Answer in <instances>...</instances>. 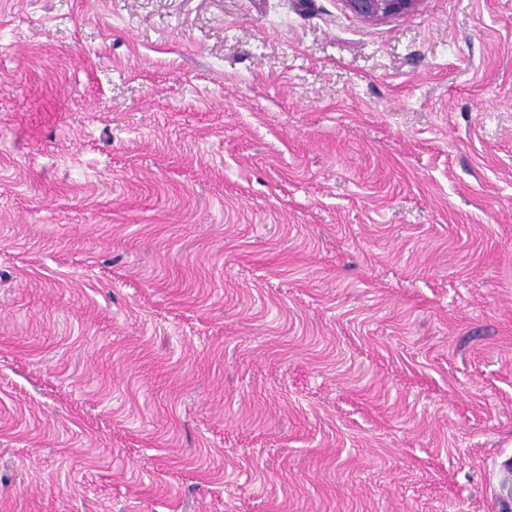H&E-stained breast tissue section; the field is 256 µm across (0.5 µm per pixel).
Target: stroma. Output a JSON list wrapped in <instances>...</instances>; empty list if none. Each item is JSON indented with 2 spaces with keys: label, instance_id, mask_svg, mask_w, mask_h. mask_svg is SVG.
<instances>
[{
  "label": "stroma",
  "instance_id": "stroma-1",
  "mask_svg": "<svg viewBox=\"0 0 512 512\" xmlns=\"http://www.w3.org/2000/svg\"><path fill=\"white\" fill-rule=\"evenodd\" d=\"M512 0H0V512H505ZM356 16L373 21L409 13L418 0H342Z\"/></svg>",
  "mask_w": 512,
  "mask_h": 512
}]
</instances>
